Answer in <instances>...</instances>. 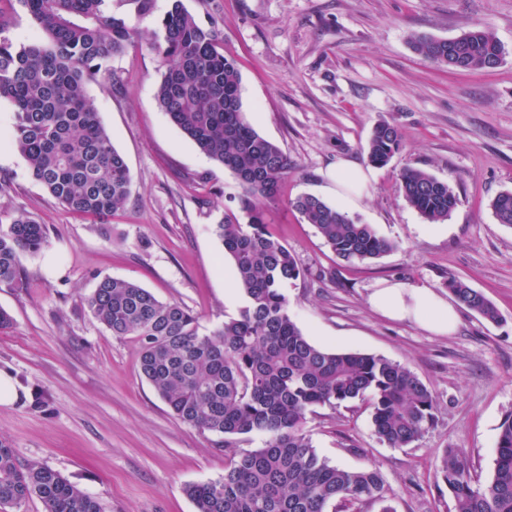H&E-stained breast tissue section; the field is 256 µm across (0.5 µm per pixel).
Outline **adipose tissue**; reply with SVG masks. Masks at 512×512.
<instances>
[{
  "label": "adipose tissue",
  "instance_id": "obj_1",
  "mask_svg": "<svg viewBox=\"0 0 512 512\" xmlns=\"http://www.w3.org/2000/svg\"><path fill=\"white\" fill-rule=\"evenodd\" d=\"M329 179L337 198L353 204L363 196L369 176L360 164L344 160L330 172ZM368 302L386 318L414 323L437 336L451 334L459 325L456 305L424 284L383 280L373 288Z\"/></svg>",
  "mask_w": 512,
  "mask_h": 512
}]
</instances>
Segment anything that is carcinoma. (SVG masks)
I'll return each mask as SVG.
<instances>
[{
    "mask_svg": "<svg viewBox=\"0 0 512 512\" xmlns=\"http://www.w3.org/2000/svg\"><path fill=\"white\" fill-rule=\"evenodd\" d=\"M40 36L17 43L12 16L0 11V101L14 112L11 143L32 178L66 210L106 219L126 202L130 171L99 117L87 85L112 74V58L135 46L137 32L112 11V0H20ZM152 48L164 71L156 88L160 109L211 161L230 170L242 193L239 208L214 232L231 262L246 305L207 333L199 317L176 301H162L135 282L104 277L84 299L112 335H133L139 371L183 424L212 436L214 448H235L261 438L258 448L232 453L224 474L191 483L184 492L196 512H325L379 503L394 512L376 468L347 469L320 456L305 431L317 407L365 400L374 434L405 448L435 420L431 388L409 367L384 356L330 351L314 344L288 311L284 286L304 275L295 256L265 221L267 204L293 170L288 155L250 124L236 62L224 54V36L206 28L182 0L160 20ZM422 58L454 71L490 69L503 47L486 26L453 39L420 35ZM391 123L378 124L367 147L369 162L386 164L399 149ZM406 202L429 223L448 219L459 202L449 180L407 167L400 173ZM336 255L346 262L378 259L396 248L369 224L314 195L291 202ZM490 207L512 226V191ZM48 246L43 225L27 217L0 225V285L22 279L21 256ZM457 304L496 323L500 314L480 291L453 276L446 282ZM454 512H512V414L500 425L491 478L473 476L469 460L445 449L437 471ZM36 498L41 512H101L99 502L56 470L32 463L18 468L13 448L0 442V512H19Z\"/></svg>",
    "mask_w": 512,
    "mask_h": 512,
    "instance_id": "carcinoma-1",
    "label": "carcinoma"
}]
</instances>
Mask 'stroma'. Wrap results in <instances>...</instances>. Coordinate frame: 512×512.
<instances>
[{"label":"stroma","instance_id":"obj_1","mask_svg":"<svg viewBox=\"0 0 512 512\" xmlns=\"http://www.w3.org/2000/svg\"><path fill=\"white\" fill-rule=\"evenodd\" d=\"M182 3L223 33L249 122L295 164L268 206L270 230L304 270L285 287L292 318L320 347L405 364L436 397L434 425L406 448L377 439L365 402L316 408L305 425L315 448L342 467L379 469L395 512H453L436 478L443 449H463L487 481L499 426L512 413V227L489 207L512 190V0ZM171 5L153 0L142 17L126 11L136 46L113 58L111 78L88 86L132 177L129 198L107 221L67 211L31 179L9 143L12 108L0 102V225L25 215L46 225L49 239L22 256L19 285H0V308L14 320L0 332V370L24 393L0 405V440L19 466L59 471L102 512H195L184 486L223 475L227 455L209 434L173 418L140 377L136 337L112 336L83 303L100 278L130 280L182 303L207 331L245 305L244 294L224 298L234 272L213 232L238 212L239 183L183 136L155 97L162 61L149 41ZM476 25L489 26L504 47L494 70L451 72L411 48L414 36L452 39ZM381 122L398 127L401 147L347 213L398 247L347 263L288 202L312 194L335 204L327 172L342 160L366 164ZM407 167L452 181L459 204L446 221L428 223L406 203L399 174ZM451 274L482 291L501 321L464 310L456 332L436 336L368 303L379 279L441 291Z\"/></svg>","mask_w":512,"mask_h":512}]
</instances>
